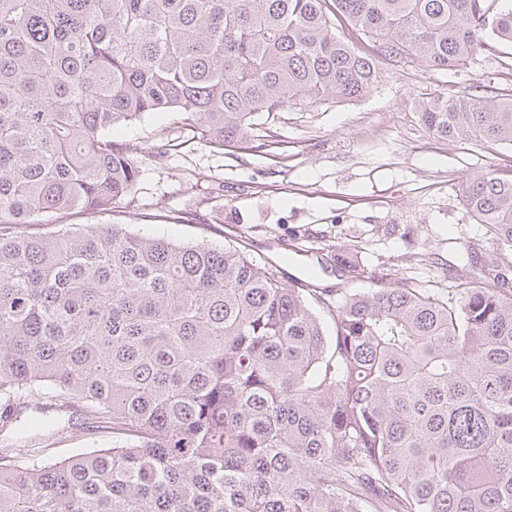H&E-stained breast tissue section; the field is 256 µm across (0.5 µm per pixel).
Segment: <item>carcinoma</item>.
<instances>
[{"instance_id":"carcinoma-1","label":"carcinoma","mask_w":512,"mask_h":512,"mask_svg":"<svg viewBox=\"0 0 512 512\" xmlns=\"http://www.w3.org/2000/svg\"><path fill=\"white\" fill-rule=\"evenodd\" d=\"M512 42L498 0H0V512H512V295L287 282L230 245L125 224L116 126L172 112L218 148L263 112L353 101L382 57L453 69ZM436 137L512 146V98L419 103ZM461 198L512 254V169ZM39 396L46 403L30 408ZM112 447L45 463L68 410ZM58 215H45L37 218L40 222L29 228L30 231H39L40 233H46L54 230V224H87L89 223L87 215L83 212H71L62 218H58Z\"/></svg>"}]
</instances>
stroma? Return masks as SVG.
Masks as SVG:
<instances>
[{
	"mask_svg": "<svg viewBox=\"0 0 512 512\" xmlns=\"http://www.w3.org/2000/svg\"><path fill=\"white\" fill-rule=\"evenodd\" d=\"M382 67L386 79L364 97L261 114L248 140L221 149L190 138L172 113L117 128L113 141L135 147L141 175L133 203L103 222L176 242L230 243L283 279L312 276L323 288L335 287L340 255L360 266L362 288L381 277L443 293L456 287L469 251L502 258L463 206L460 185L511 168L512 147L438 139L418 103L476 82L511 93L512 43L491 41L448 71L410 58ZM111 445L74 416L42 457L55 462Z\"/></svg>",
	"mask_w": 512,
	"mask_h": 512,
	"instance_id": "1",
	"label": "stroma"
}]
</instances>
